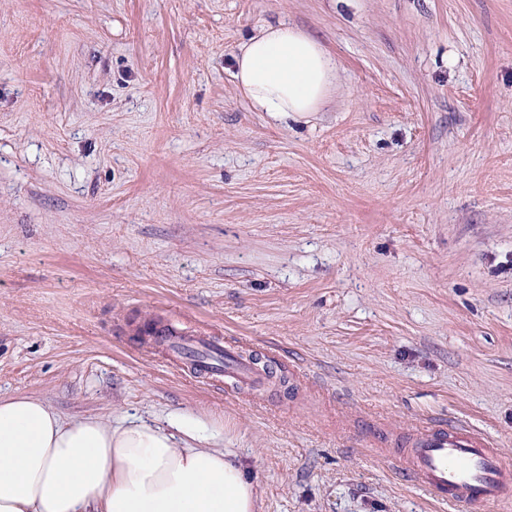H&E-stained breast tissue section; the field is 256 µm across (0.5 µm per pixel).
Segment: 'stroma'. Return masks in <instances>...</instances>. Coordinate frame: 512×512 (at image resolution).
Masks as SVG:
<instances>
[{
  "label": "stroma",
  "instance_id": "obj_1",
  "mask_svg": "<svg viewBox=\"0 0 512 512\" xmlns=\"http://www.w3.org/2000/svg\"><path fill=\"white\" fill-rule=\"evenodd\" d=\"M288 21L320 111H252ZM219 336L287 388L189 378ZM224 425L259 512H448L379 451L466 423L512 459V0H0V397ZM232 76L253 111L300 115L323 104L336 61L317 39L277 21L261 24L238 46Z\"/></svg>",
  "mask_w": 512,
  "mask_h": 512
}]
</instances>
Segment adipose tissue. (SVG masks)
Returning <instances> with one entry per match:
<instances>
[{"label": "adipose tissue", "mask_w": 512, "mask_h": 512, "mask_svg": "<svg viewBox=\"0 0 512 512\" xmlns=\"http://www.w3.org/2000/svg\"><path fill=\"white\" fill-rule=\"evenodd\" d=\"M251 109L317 111L336 80L320 42L264 23L234 54ZM224 429L181 415L169 426L129 416L63 418L31 396L0 398V512H257L258 491Z\"/></svg>", "instance_id": "obj_1"}]
</instances>
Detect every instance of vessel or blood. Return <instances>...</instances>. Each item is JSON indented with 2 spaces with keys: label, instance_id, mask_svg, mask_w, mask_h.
Returning <instances> with one entry per match:
<instances>
[{
  "label": "vessel or blood",
  "instance_id": "vessel-or-blood-1",
  "mask_svg": "<svg viewBox=\"0 0 512 512\" xmlns=\"http://www.w3.org/2000/svg\"><path fill=\"white\" fill-rule=\"evenodd\" d=\"M161 341L178 361L192 349H200V357L189 366L192 377L218 380L229 375L248 385L261 382L260 371L216 341L201 337L192 345L169 335L162 336ZM389 458L416 485L456 507L489 506L512 491V463L485 434L466 424L448 428L421 425L403 447L390 449Z\"/></svg>",
  "mask_w": 512,
  "mask_h": 512
}]
</instances>
